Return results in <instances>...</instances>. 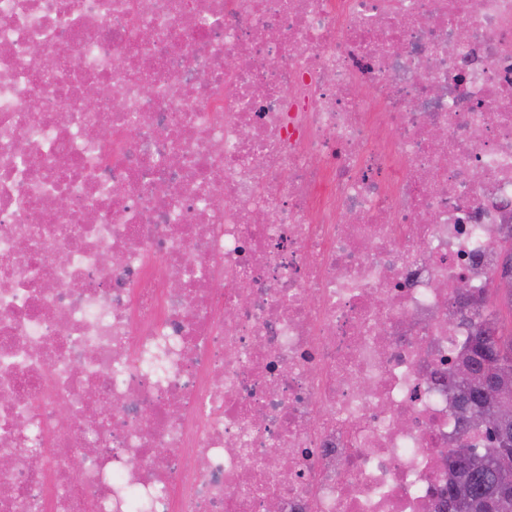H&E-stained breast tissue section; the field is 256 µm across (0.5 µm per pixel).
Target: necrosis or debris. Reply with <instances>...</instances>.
Instances as JSON below:
<instances>
[{"instance_id": "4bbe7bcc", "label": "necrosis or debris", "mask_w": 512, "mask_h": 512, "mask_svg": "<svg viewBox=\"0 0 512 512\" xmlns=\"http://www.w3.org/2000/svg\"><path fill=\"white\" fill-rule=\"evenodd\" d=\"M511 223L512 0H0V512H430Z\"/></svg>"}]
</instances>
